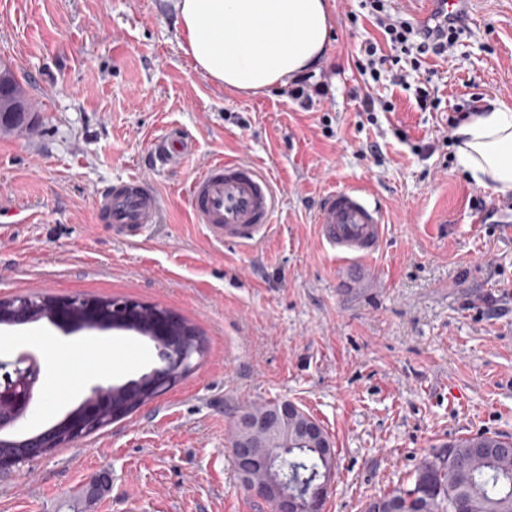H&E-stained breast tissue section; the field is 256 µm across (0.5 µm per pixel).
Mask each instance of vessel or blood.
<instances>
[{
  "label": "vessel or blood",
  "mask_w": 512,
  "mask_h": 512,
  "mask_svg": "<svg viewBox=\"0 0 512 512\" xmlns=\"http://www.w3.org/2000/svg\"><path fill=\"white\" fill-rule=\"evenodd\" d=\"M189 150L186 140L169 136L157 141L155 154L167 161ZM187 196L195 221L215 239L256 245L271 233L277 194L253 162L221 158L209 163L191 180ZM161 211L159 196L136 175L114 182L97 202L99 216L110 219L113 234L127 241L137 240L149 225L158 223ZM315 222L321 244L340 262L366 264L379 253L385 236L381 209L358 185L329 192Z\"/></svg>",
  "instance_id": "b4317fda"
}]
</instances>
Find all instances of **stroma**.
<instances>
[{"label": "stroma", "mask_w": 512, "mask_h": 512, "mask_svg": "<svg viewBox=\"0 0 512 512\" xmlns=\"http://www.w3.org/2000/svg\"><path fill=\"white\" fill-rule=\"evenodd\" d=\"M332 33L306 106L274 87L224 89L180 47L174 0H0V62L13 67L36 126L0 132V299H120L181 317L205 344L196 367L132 414L0 472V512H270L240 482L237 414L289 400L316 419L338 468L325 512H364L423 459L477 434L512 438V204L458 169L448 119L488 100L512 104V0H470L468 30L407 86L383 74L364 112L356 62L378 30L359 0H328ZM427 82L438 110L421 111ZM193 143L153 167V143ZM243 157L271 177L273 231L229 246L196 224L189 182ZM143 174L163 204L137 241L115 237L96 197ZM359 184L382 209L371 274L336 262L317 235L326 192ZM78 353L111 344L140 362L90 373L56 403L39 397L19 434L41 432L96 384L156 366L149 339L47 320L0 325V356L45 344Z\"/></svg>", "instance_id": "obj_1"}]
</instances>
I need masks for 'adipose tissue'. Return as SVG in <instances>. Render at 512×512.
Here are the masks:
<instances>
[{"label":"adipose tissue","mask_w":512,"mask_h":512,"mask_svg":"<svg viewBox=\"0 0 512 512\" xmlns=\"http://www.w3.org/2000/svg\"><path fill=\"white\" fill-rule=\"evenodd\" d=\"M182 48L224 88L287 86L329 47L327 0H176ZM456 163L477 185L512 196V104L495 101L453 130Z\"/></svg>","instance_id":"1"}]
</instances>
